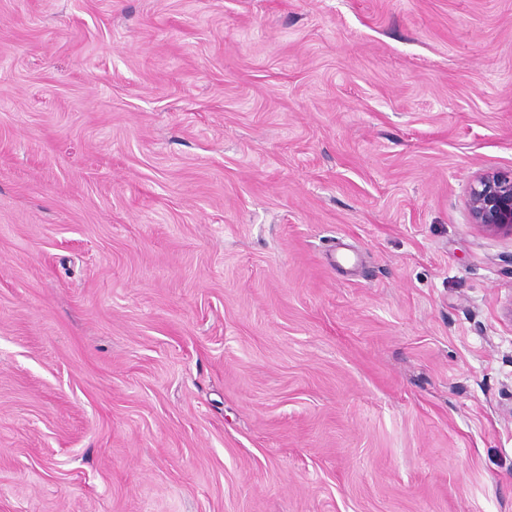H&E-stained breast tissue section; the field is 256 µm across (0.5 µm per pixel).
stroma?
I'll list each match as a JSON object with an SVG mask.
<instances>
[{
  "label": "stroma",
  "instance_id": "stroma-1",
  "mask_svg": "<svg viewBox=\"0 0 512 512\" xmlns=\"http://www.w3.org/2000/svg\"><path fill=\"white\" fill-rule=\"evenodd\" d=\"M512 0H0V512H512ZM471 222L486 232L512 236V172L476 176L467 198Z\"/></svg>",
  "mask_w": 512,
  "mask_h": 512
}]
</instances>
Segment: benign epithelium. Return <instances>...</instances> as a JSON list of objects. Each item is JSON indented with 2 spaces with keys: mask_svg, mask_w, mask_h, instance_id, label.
<instances>
[{
  "mask_svg": "<svg viewBox=\"0 0 512 512\" xmlns=\"http://www.w3.org/2000/svg\"><path fill=\"white\" fill-rule=\"evenodd\" d=\"M471 222L486 232L512 236V172L476 176L467 198Z\"/></svg>",
  "mask_w": 512,
  "mask_h": 512,
  "instance_id": "1",
  "label": "benign epithelium"
}]
</instances>
